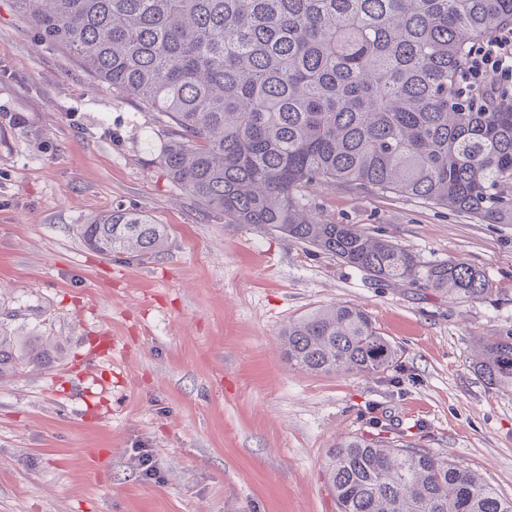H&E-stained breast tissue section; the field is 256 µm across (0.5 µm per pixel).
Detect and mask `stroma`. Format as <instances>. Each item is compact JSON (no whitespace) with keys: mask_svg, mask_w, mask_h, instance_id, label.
Listing matches in <instances>:
<instances>
[{"mask_svg":"<svg viewBox=\"0 0 512 512\" xmlns=\"http://www.w3.org/2000/svg\"><path fill=\"white\" fill-rule=\"evenodd\" d=\"M169 138L0 0V324L54 344L42 367L0 380V512H337L324 462L351 433L405 435L512 498V391L471 367L477 342L512 337V224L307 189L317 217L425 264L465 261L493 291L460 302L380 282L202 208L164 169ZM117 206L166 225L165 252L89 250L78 224ZM334 303L370 315L397 370L288 364L283 327Z\"/></svg>","mask_w":512,"mask_h":512,"instance_id":"35a3bbf8","label":"stroma"}]
</instances>
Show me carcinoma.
Here are the masks:
<instances>
[{
	"instance_id": "carcinoma-1",
	"label": "carcinoma",
	"mask_w": 512,
	"mask_h": 512,
	"mask_svg": "<svg viewBox=\"0 0 512 512\" xmlns=\"http://www.w3.org/2000/svg\"><path fill=\"white\" fill-rule=\"evenodd\" d=\"M39 39L171 128L174 184L231 224H260L387 282L475 301L476 267L417 256L353 224L309 213L304 190L340 184L512 224V99L459 93L468 50L512 25V0H11ZM86 244L150 259L167 231L116 207ZM288 363L327 375L379 373L397 350L350 304L288 322ZM474 372L512 389V337L482 341ZM43 336L0 326V379L49 356ZM325 475L339 512H512L478 474L407 441L342 437Z\"/></svg>"
}]
</instances>
